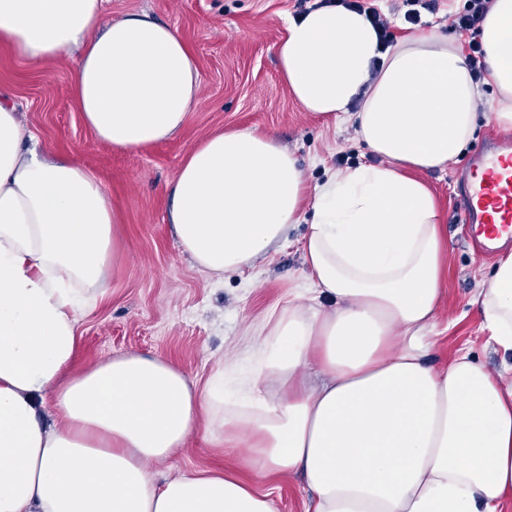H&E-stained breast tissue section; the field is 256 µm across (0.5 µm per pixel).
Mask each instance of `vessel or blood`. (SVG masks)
Segmentation results:
<instances>
[{"mask_svg": "<svg viewBox=\"0 0 512 512\" xmlns=\"http://www.w3.org/2000/svg\"><path fill=\"white\" fill-rule=\"evenodd\" d=\"M461 221L487 243L512 240V146H483L461 184Z\"/></svg>", "mask_w": 512, "mask_h": 512, "instance_id": "b4317fda", "label": "vessel or blood"}]
</instances>
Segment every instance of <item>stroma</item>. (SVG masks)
Segmentation results:
<instances>
[{"label": "stroma", "mask_w": 512, "mask_h": 512, "mask_svg": "<svg viewBox=\"0 0 512 512\" xmlns=\"http://www.w3.org/2000/svg\"><path fill=\"white\" fill-rule=\"evenodd\" d=\"M306 0H107L105 16L147 12L174 25L194 51L200 95L173 137L130 151L101 144L83 123L72 94L71 59L61 55L33 67L0 44V95L18 105L41 147L94 170L121 216L114 256L107 264V296L79 323L80 363L130 351L175 361L186 377L205 384L228 357L248 365L256 336L289 295L309 286L297 224L276 251L244 273L217 279L197 268L179 247L170 224L167 184L188 152L219 130L249 127L275 134L297 158L309 185L377 156L359 141L353 123L303 111L282 81L275 44L287 18L307 10ZM459 162L423 173L444 214L448 273L432 334L435 365L471 348L491 374L512 367V355L488 343L474 303L496 254L484 253L462 224L454 190ZM245 448L190 443L171 460L154 464L157 479L187 470H239ZM270 494L277 512H305L301 476L251 475Z\"/></svg>", "instance_id": "1"}]
</instances>
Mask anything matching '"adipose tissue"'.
<instances>
[{
    "instance_id": "obj_1",
    "label": "adipose tissue",
    "mask_w": 512,
    "mask_h": 512,
    "mask_svg": "<svg viewBox=\"0 0 512 512\" xmlns=\"http://www.w3.org/2000/svg\"><path fill=\"white\" fill-rule=\"evenodd\" d=\"M103 2L0 0V43L34 66L75 52L78 110L107 147L166 140L200 94L196 60L176 27L145 12L105 21ZM478 40L480 83L446 35L385 47L365 14L341 6L288 19L275 56L295 100L351 116L377 163L311 192L268 132L216 133L187 154L167 186L171 222L212 275L244 271L309 226L314 295L264 325L245 389L231 394L234 360L202 387L152 354L76 369L79 318L106 294L120 218L92 170L27 147L17 107L0 98V512H276L238 474L161 483L150 468L192 439L221 448L243 435L244 467L304 476L306 512H501L512 376L467 349L445 367L430 360L448 246L420 178L460 156L478 117L512 129V0H492ZM476 304L489 342L512 353V251Z\"/></svg>"
}]
</instances>
